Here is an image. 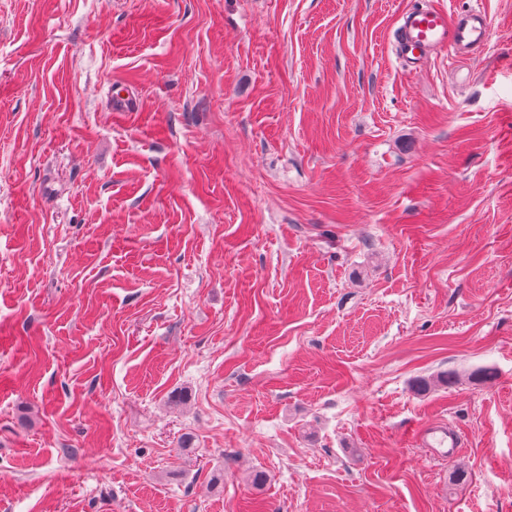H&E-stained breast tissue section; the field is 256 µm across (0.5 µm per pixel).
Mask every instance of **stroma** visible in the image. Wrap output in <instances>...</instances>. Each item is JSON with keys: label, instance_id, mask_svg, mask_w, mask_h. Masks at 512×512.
I'll return each instance as SVG.
<instances>
[{"label": "stroma", "instance_id": "35a3bbf8", "mask_svg": "<svg viewBox=\"0 0 512 512\" xmlns=\"http://www.w3.org/2000/svg\"><path fill=\"white\" fill-rule=\"evenodd\" d=\"M475 1L0 0V512H512V0L395 40ZM398 44L402 58L414 62L448 49V55L480 53L488 43L489 23L478 1L464 13L449 15L435 9H415L401 16ZM423 446L442 463L458 455L461 440L457 431L445 421H436L426 425L422 433Z\"/></svg>", "mask_w": 512, "mask_h": 512}]
</instances>
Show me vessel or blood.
Returning <instances> with one entry per match:
<instances>
[{
    "mask_svg": "<svg viewBox=\"0 0 512 512\" xmlns=\"http://www.w3.org/2000/svg\"><path fill=\"white\" fill-rule=\"evenodd\" d=\"M489 23L482 7L451 15L435 9H415L401 16L398 44L404 60L413 62L439 50L451 56L478 53L488 43ZM422 441L431 455L440 462L458 455L461 445L457 431L447 422L426 425Z\"/></svg>",
    "mask_w": 512,
    "mask_h": 512,
    "instance_id": "obj_1",
    "label": "vessel or blood"
}]
</instances>
